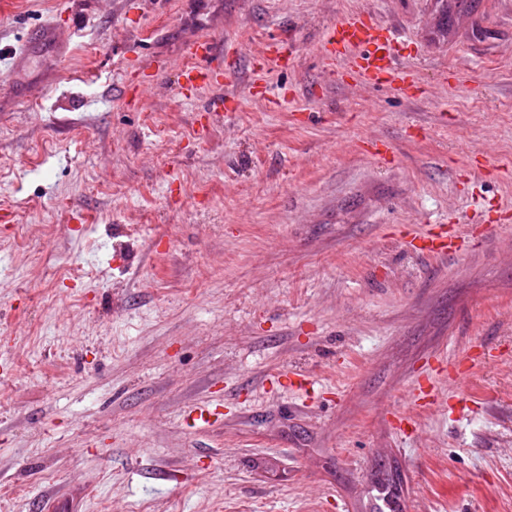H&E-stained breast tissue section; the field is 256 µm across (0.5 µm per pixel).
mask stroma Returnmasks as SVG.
<instances>
[{
  "label": "stroma",
  "instance_id": "1",
  "mask_svg": "<svg viewBox=\"0 0 512 512\" xmlns=\"http://www.w3.org/2000/svg\"><path fill=\"white\" fill-rule=\"evenodd\" d=\"M0 78V512H512V0H0ZM399 41L392 26L370 16H348L325 30L320 46L328 59H340L369 85L394 86L405 92L416 80L398 66ZM199 49H201V53L198 52ZM195 54L199 59V64L187 69L185 73L187 83L191 87L201 83H210L215 74L224 70L222 51L218 52L212 42L206 41L199 44ZM461 230L449 235L446 232L429 233L423 236H415L419 241L416 249L424 255L446 254L448 256L458 252L465 245V238ZM442 391L433 383L424 386L417 383L410 391L407 411L400 417L401 421L414 422L415 411L423 406L422 401L428 399V403L436 405L440 401Z\"/></svg>",
  "mask_w": 512,
  "mask_h": 512
}]
</instances>
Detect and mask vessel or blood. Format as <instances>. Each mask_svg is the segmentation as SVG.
Returning <instances> with one entry per match:
<instances>
[{"label": "vessel or blood", "mask_w": 512, "mask_h": 512, "mask_svg": "<svg viewBox=\"0 0 512 512\" xmlns=\"http://www.w3.org/2000/svg\"><path fill=\"white\" fill-rule=\"evenodd\" d=\"M399 41L392 26L366 15H352L325 30L320 46L325 57L344 61L346 67L369 85L410 87L416 80L412 72L398 66ZM199 63L187 69L188 85L210 83L222 72V54L212 42L200 45ZM465 243L462 232L429 233L419 238L418 250L424 255L455 254ZM442 391L435 385L416 384L410 391L404 421H413L422 404H438Z\"/></svg>", "instance_id": "obj_1"}]
</instances>
